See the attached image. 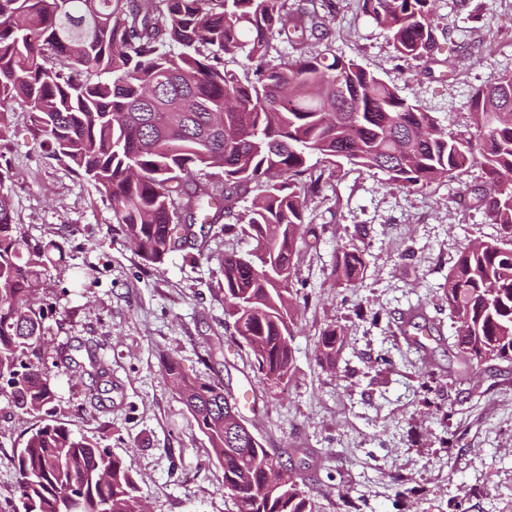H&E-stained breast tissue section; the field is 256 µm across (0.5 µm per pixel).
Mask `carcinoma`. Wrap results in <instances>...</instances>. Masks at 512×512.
I'll return each mask as SVG.
<instances>
[{"instance_id":"obj_1","label":"carcinoma","mask_w":512,"mask_h":512,"mask_svg":"<svg viewBox=\"0 0 512 512\" xmlns=\"http://www.w3.org/2000/svg\"><path fill=\"white\" fill-rule=\"evenodd\" d=\"M433 4L362 0L361 9L401 56L429 62ZM332 14V0L291 15L284 0H0V138L8 108L27 107L54 154L108 200L124 236L157 268L178 250L203 255L205 225L223 218L224 233L252 239L251 252L228 250L218 268L232 335L268 390L293 375V258L307 200L324 187L309 160L381 172L386 184L417 192L477 166L476 200L496 235L467 245L442 289L469 368L512 362V72L474 90L475 134L448 133L396 86L336 55ZM313 39L324 49L312 52ZM274 40L287 48L277 64L267 60ZM10 179L0 170V391L15 410L49 416L56 381L82 380L72 355L41 356L53 306L36 295L47 264L64 254L55 241L30 243L14 223ZM253 188L251 206L238 210ZM367 267L364 249H336L345 286ZM343 344L340 327H325L316 362L335 365ZM163 368L208 438L237 512H317L306 483L270 484L274 466L286 467L280 457L225 435L239 412L222 383L186 374L171 353ZM14 463V512H144L123 459L61 425L32 429Z\"/></svg>"}]
</instances>
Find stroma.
<instances>
[{
    "mask_svg": "<svg viewBox=\"0 0 512 512\" xmlns=\"http://www.w3.org/2000/svg\"><path fill=\"white\" fill-rule=\"evenodd\" d=\"M332 46L395 84L441 128L471 133V95L512 72V0H435L434 61L399 58L359 0H333ZM0 139V167L12 175L14 221L30 241L64 245L48 266L40 298L63 311L45 325L52 348L88 351L109 371L99 397L84 399L60 379L53 418L97 439L135 474L151 512H237L207 437L162 368L173 353L184 372L249 390L240 408L264 448L318 493L319 512H512V363L493 362L459 380L456 346L441 286L468 243L494 235L475 208L479 168L421 193L386 185L381 173L342 170L309 200L315 234L294 259L301 321L294 375L285 391L258 385L253 355L232 336L217 258L253 243L213 227L204 256L171 253L161 268L127 243L109 202L65 158L42 144L31 113L13 105ZM366 248L357 287L337 285L334 250ZM436 330L425 348L404 335L409 311ZM335 323L344 346L335 368L320 367L319 334ZM39 418L0 396V512H12L11 459Z\"/></svg>",
    "mask_w": 512,
    "mask_h": 512,
    "instance_id": "35a3bbf8",
    "label": "stroma"
}]
</instances>
